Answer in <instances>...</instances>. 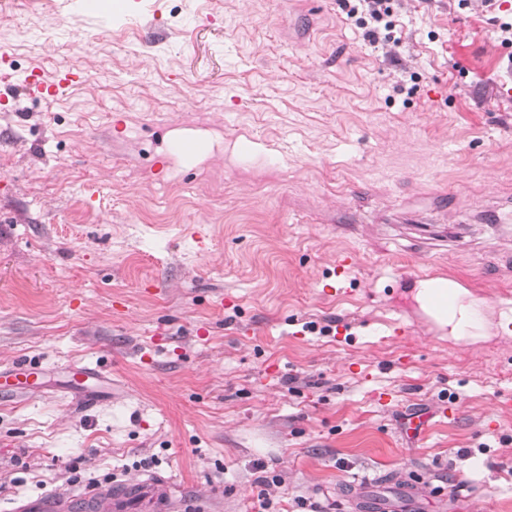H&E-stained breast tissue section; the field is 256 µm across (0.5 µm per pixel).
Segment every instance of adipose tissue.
Returning <instances> with one entry per match:
<instances>
[{"instance_id":"1","label":"adipose tissue","mask_w":512,"mask_h":512,"mask_svg":"<svg viewBox=\"0 0 512 512\" xmlns=\"http://www.w3.org/2000/svg\"><path fill=\"white\" fill-rule=\"evenodd\" d=\"M412 296L429 319L453 341L470 340L481 328V301L454 280L438 277L415 281Z\"/></svg>"}]
</instances>
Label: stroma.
Here are the masks:
<instances>
[{
  "mask_svg": "<svg viewBox=\"0 0 512 512\" xmlns=\"http://www.w3.org/2000/svg\"><path fill=\"white\" fill-rule=\"evenodd\" d=\"M395 8L373 45L337 0H0V370L40 369L0 512L157 476L258 512L267 473L268 512H512V0ZM436 276L489 339L438 338ZM84 77L72 70H63L57 73L55 79L51 83H45L41 81H27L29 90L32 94L39 96H55L60 94L64 90L76 87L82 84ZM412 296L419 308L443 331L442 339H452L456 343L467 341L478 335L474 331L482 329L479 316L482 302L454 280L443 277L417 280L412 286Z\"/></svg>",
  "mask_w": 512,
  "mask_h": 512,
  "instance_id": "stroma-1",
  "label": "stroma"
}]
</instances>
